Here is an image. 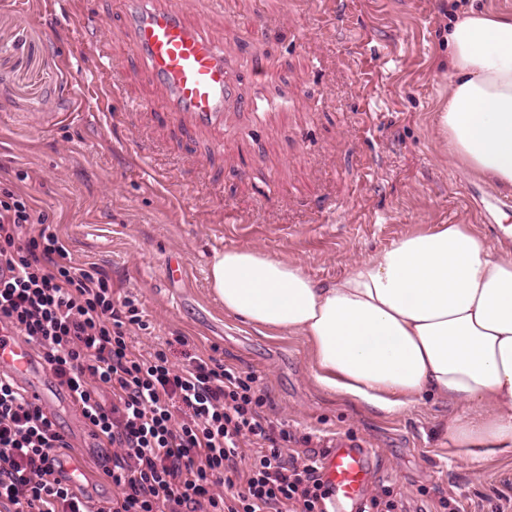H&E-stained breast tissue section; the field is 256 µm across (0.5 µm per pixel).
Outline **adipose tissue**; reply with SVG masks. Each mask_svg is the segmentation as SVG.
Wrapping results in <instances>:
<instances>
[{"label":"adipose tissue","mask_w":512,"mask_h":512,"mask_svg":"<svg viewBox=\"0 0 512 512\" xmlns=\"http://www.w3.org/2000/svg\"><path fill=\"white\" fill-rule=\"evenodd\" d=\"M449 158L512 195V9H472L448 28ZM227 314L305 338L311 377L387 414L448 404L450 443L512 450V254L468 224L403 236L333 281L250 247L214 252Z\"/></svg>","instance_id":"ef3b65f1"}]
</instances>
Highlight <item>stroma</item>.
I'll return each mask as SVG.
<instances>
[{"label": "stroma", "mask_w": 512, "mask_h": 512, "mask_svg": "<svg viewBox=\"0 0 512 512\" xmlns=\"http://www.w3.org/2000/svg\"><path fill=\"white\" fill-rule=\"evenodd\" d=\"M183 2L223 47L240 95L264 101L263 116L225 112L214 148L213 133L189 136L161 118L162 91L130 60L121 0H0V185L32 197L74 265L101 266L116 293L138 299L151 327L127 334L142 354L183 336L255 373L268 416L309 447L370 449L366 497L405 512H512V452L449 443L440 403L386 415L317 389L302 337L226 315L208 281L212 253L240 246L332 281L439 224H473L496 242L512 196L454 166L434 119L448 101L449 24L512 0ZM82 15L102 23L124 85L108 114ZM143 98L148 108L128 111ZM184 347L172 348L179 368ZM55 419L92 470L98 451L78 439L80 414ZM86 491L113 489L92 470Z\"/></svg>", "instance_id": "stroma-1"}]
</instances>
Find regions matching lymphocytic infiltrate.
Segmentation results:
<instances>
[{
    "label": "lymphocytic infiltrate",
    "instance_id": "f902f5d3",
    "mask_svg": "<svg viewBox=\"0 0 512 512\" xmlns=\"http://www.w3.org/2000/svg\"><path fill=\"white\" fill-rule=\"evenodd\" d=\"M0 320L70 393L118 490L110 500L75 492L54 467L66 435L0 376V512H328L326 449L285 455L296 436L264 415L256 375L200 356L178 371L160 346L137 353L125 332L148 327L137 300L115 296L104 269L72 265L45 215L7 187Z\"/></svg>",
    "mask_w": 512,
    "mask_h": 512
}]
</instances>
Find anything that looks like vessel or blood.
Here are the masks:
<instances>
[{"instance_id":"b4317fda","label":"vessel or blood","mask_w":512,"mask_h":512,"mask_svg":"<svg viewBox=\"0 0 512 512\" xmlns=\"http://www.w3.org/2000/svg\"><path fill=\"white\" fill-rule=\"evenodd\" d=\"M124 25L131 53L141 74L165 91L164 110L192 129L220 132L226 110L245 106L256 112V100L242 101L236 78L222 47L202 24L190 21L183 6H156L149 0H124ZM12 375L28 398L43 408L69 405L37 357L31 343L10 324L0 323V374ZM369 449L337 442L323 459L333 512H353L371 479Z\"/></svg>"}]
</instances>
